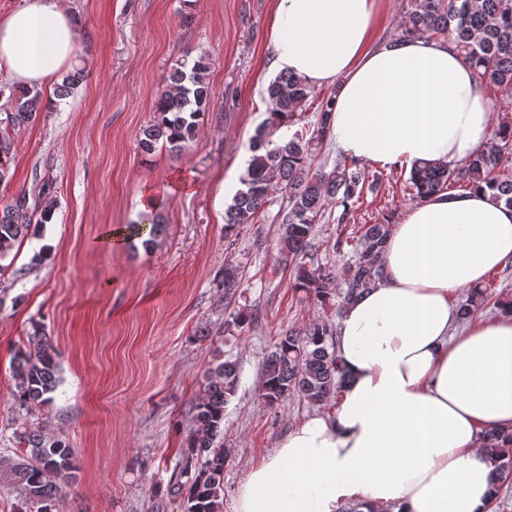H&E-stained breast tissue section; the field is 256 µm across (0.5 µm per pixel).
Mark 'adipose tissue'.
<instances>
[{
    "label": "adipose tissue",
    "mask_w": 512,
    "mask_h": 512,
    "mask_svg": "<svg viewBox=\"0 0 512 512\" xmlns=\"http://www.w3.org/2000/svg\"><path fill=\"white\" fill-rule=\"evenodd\" d=\"M385 0H275L271 66L332 84L331 128L351 160L393 167L467 159L489 141L485 84L453 47L378 42ZM68 0L0 18V71L42 90L70 67ZM512 258V208L491 192H441L391 225L383 278L343 308L342 401L297 425L248 469L233 512H487L482 435L512 430V309L455 332L452 292Z\"/></svg>",
    "instance_id": "ef3b65f1"
}]
</instances>
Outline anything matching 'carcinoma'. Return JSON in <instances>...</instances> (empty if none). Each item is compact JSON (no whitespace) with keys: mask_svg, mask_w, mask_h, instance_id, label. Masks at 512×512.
Returning a JSON list of instances; mask_svg holds the SVG:
<instances>
[{"mask_svg":"<svg viewBox=\"0 0 512 512\" xmlns=\"http://www.w3.org/2000/svg\"><path fill=\"white\" fill-rule=\"evenodd\" d=\"M441 37L453 44L474 73L489 84L512 88V0H412L401 37ZM209 61L200 55L190 68L172 69L165 89L156 103V120L143 130L140 147L149 153L158 145L177 150L197 136L198 117L209 97ZM311 86L294 74L280 73L269 82L264 96L268 116L250 139L251 158L240 179L241 188L227 205L224 214L225 237L238 236L255 223L270 203L272 187L281 190L287 205L278 215L281 233L277 249L294 264L292 287L308 295L322 308L330 304L332 293L325 284L335 278L331 271L305 261L315 248L317 224L324 219L327 206L336 204L340 213L336 223L353 219L356 205L364 193L368 175L359 166L336 168L327 173L312 168V154L322 150L331 135V111L336 93L323 98L317 107V122L288 137H276L282 128L302 121ZM11 110L0 114V183L9 178L7 158L11 151L9 129L36 120L43 110V95L36 89L17 85L10 92ZM512 163V123H501L493 141L478 150L462 165L418 161L411 165L413 197L421 201L458 183L467 189L485 185L494 198L512 207V172L502 167ZM47 222L44 212H36L21 193L0 206V272L33 224ZM160 220L153 212L124 226L125 239L131 241L153 235ZM390 225L363 224L355 240V257L344 273V289L339 308L357 300L382 277L381 256ZM240 287L233 266L224 268V297ZM492 294L482 287L470 289L467 303L460 306L459 319H468L486 305ZM327 320L312 321L283 331L264 360L261 398L273 408L295 395L312 404L337 397L343 378L337 365ZM14 408L27 418L33 410L48 403L61 384L52 346L42 326L33 324L27 341L13 358ZM237 362L216 355L208 369L202 395L194 405L195 429L188 437L179 465V479L168 484L166 493L178 500L179 512H224V467L230 449L217 444L224 425V409L239 387ZM25 452L19 456H0V478L17 484L33 512H56L57 501L66 485L76 477L74 448L65 438L33 429L23 423L16 434ZM485 451L494 462L496 486L512 480V434L486 431Z\"/></svg>","mask_w":512,"mask_h":512,"instance_id":"1","label":"carcinoma"}]
</instances>
